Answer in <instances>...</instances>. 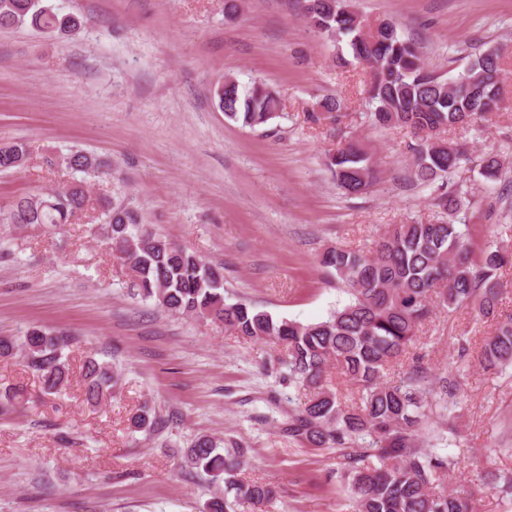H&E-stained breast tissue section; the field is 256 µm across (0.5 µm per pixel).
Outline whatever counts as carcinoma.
Wrapping results in <instances>:
<instances>
[{
    "instance_id": "cac0c4a2",
    "label": "carcinoma",
    "mask_w": 512,
    "mask_h": 512,
    "mask_svg": "<svg viewBox=\"0 0 512 512\" xmlns=\"http://www.w3.org/2000/svg\"><path fill=\"white\" fill-rule=\"evenodd\" d=\"M308 26L338 44L337 61L372 68L366 93L375 105L373 123L403 128L414 142L416 180L430 184L459 167L463 154L443 134L467 128L483 119L486 99L503 71L501 51L491 47L470 60L456 77V87L429 69L421 48L404 38L388 20L372 40L346 0H304ZM83 20L61 14L42 0H0V28L26 25L47 37L78 31ZM224 116L244 127L266 124L279 111L278 96L263 81L242 92L227 78L215 92ZM26 156L21 142L0 146V171L21 165ZM74 172L112 178V168L101 158L76 150L64 158ZM336 186L347 195L365 192L374 181L372 156L351 141L328 158ZM501 162L483 159L481 175L499 179ZM436 205L452 214L459 209L455 191L437 197ZM97 212L104 220L107 244L113 255L134 272L138 294L171 313L212 316L237 334L254 340L283 343L288 348V382L309 392L298 414L288 420V437L310 448H336L345 459L344 480L354 499V512H475L463 490L438 491L446 474L458 465V456L433 448L440 434L422 437L428 430L432 385L453 410L468 370L454 366L448 374L431 379L414 362L396 381L385 379L416 338L420 323L431 312L433 300L454 313L472 304L482 319L494 323L480 349L485 369L512 368V316L502 317L498 271L507 264L506 250L494 240L474 246L461 225L452 222L394 224L367 249L334 248L320 264L331 269L336 285L348 301L314 323L275 318L252 306L224 300L223 266L204 262L154 232L139 213L116 206L106 196L91 197L81 181L45 194L18 198L6 217L10 224H34L52 232L78 215ZM63 334L29 328L20 337L0 336V357L23 354L25 365L43 389L57 393L70 376V361ZM356 388L357 400L342 407L338 392L329 387L328 366ZM83 402L97 407L117 386L112 364L89 356L81 371ZM159 426L155 411L143 405L129 418V429L150 431ZM376 457L377 465L365 460ZM187 462L204 471L213 482L224 484V497L212 498L204 512H236L249 503L269 506L277 497L271 484L240 477L244 450L221 449L208 435L192 442Z\"/></svg>"
}]
</instances>
